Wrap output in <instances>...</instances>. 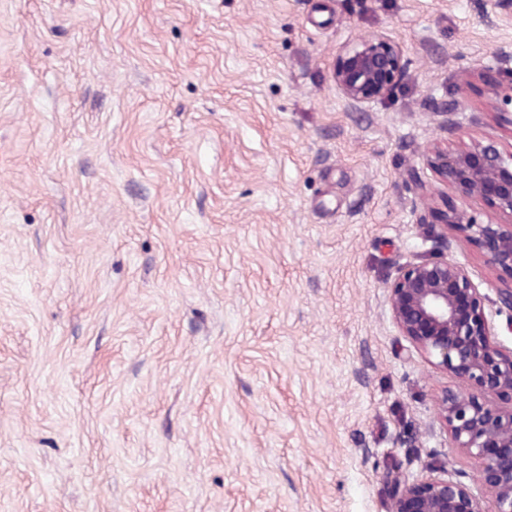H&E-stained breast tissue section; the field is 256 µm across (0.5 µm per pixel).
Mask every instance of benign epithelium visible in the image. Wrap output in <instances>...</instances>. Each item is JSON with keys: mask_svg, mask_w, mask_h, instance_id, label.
I'll use <instances>...</instances> for the list:
<instances>
[{"mask_svg": "<svg viewBox=\"0 0 512 512\" xmlns=\"http://www.w3.org/2000/svg\"><path fill=\"white\" fill-rule=\"evenodd\" d=\"M406 70L401 45L376 33L337 53L332 80L344 105L361 111L391 98ZM426 158L461 194L489 201L511 217L505 224L455 217L445 226L482 244L488 265L512 272V158L492 143L428 150ZM387 289L399 335L431 364L465 383V391L443 395L437 416L453 447L479 464L471 486L438 472L412 480L394 477L390 512H484L485 493L494 500V512H512V410L493 405L501 396L512 397V355L492 341L478 285L457 258L420 257L398 266Z\"/></svg>", "mask_w": 512, "mask_h": 512, "instance_id": "obj_1", "label": "benign epithelium"}]
</instances>
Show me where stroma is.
<instances>
[{
	"mask_svg": "<svg viewBox=\"0 0 512 512\" xmlns=\"http://www.w3.org/2000/svg\"><path fill=\"white\" fill-rule=\"evenodd\" d=\"M376 33L408 70L352 111L332 64ZM501 49L512 0H0V512H389L393 475L471 477L436 413L462 381L387 282L465 261L512 353V273L433 237L504 217L423 153L512 155Z\"/></svg>",
	"mask_w": 512,
	"mask_h": 512,
	"instance_id": "obj_1",
	"label": "stroma"
}]
</instances>
